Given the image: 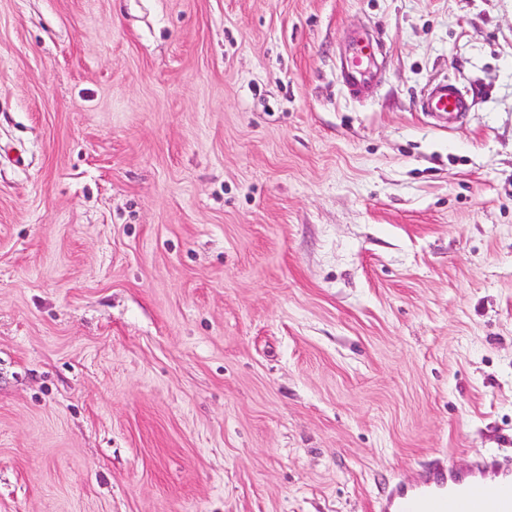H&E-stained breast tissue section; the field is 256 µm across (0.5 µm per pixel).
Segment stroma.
<instances>
[{
    "instance_id": "obj_1",
    "label": "stroma",
    "mask_w": 512,
    "mask_h": 512,
    "mask_svg": "<svg viewBox=\"0 0 512 512\" xmlns=\"http://www.w3.org/2000/svg\"><path fill=\"white\" fill-rule=\"evenodd\" d=\"M485 452L512 0H0V512H377ZM373 54V44L362 35L358 34L352 38L343 75L347 87L355 95L363 93L370 84V63ZM468 107L465 96L455 86L442 82L430 88L422 102V110L439 120H450Z\"/></svg>"
}]
</instances>
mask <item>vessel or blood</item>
<instances>
[{
    "label": "vessel or blood",
    "mask_w": 512,
    "mask_h": 512,
    "mask_svg": "<svg viewBox=\"0 0 512 512\" xmlns=\"http://www.w3.org/2000/svg\"><path fill=\"white\" fill-rule=\"evenodd\" d=\"M374 46L363 36L350 42L343 70L353 94L370 84ZM468 107L455 86L442 82L430 88L422 109L440 120L461 115ZM381 512H512V469L494 457H483L464 469L436 467L415 483L394 487L381 505Z\"/></svg>",
    "instance_id": "1"
}]
</instances>
